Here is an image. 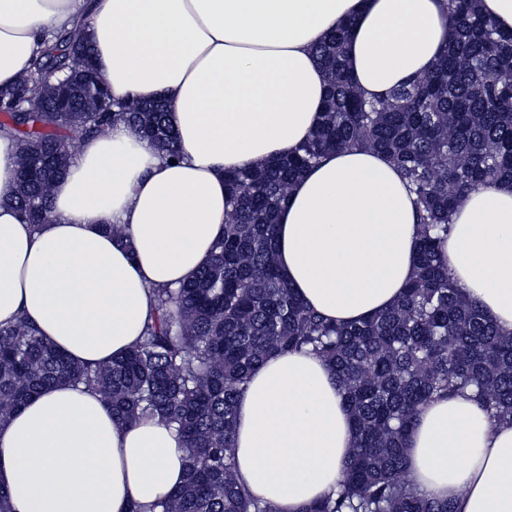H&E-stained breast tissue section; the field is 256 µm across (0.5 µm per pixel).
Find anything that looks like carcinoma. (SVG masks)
Masks as SVG:
<instances>
[{"mask_svg": "<svg viewBox=\"0 0 512 512\" xmlns=\"http://www.w3.org/2000/svg\"><path fill=\"white\" fill-rule=\"evenodd\" d=\"M479 0H448V47L428 70L367 99L346 64L350 26L315 48L327 80L312 136L294 154L225 180L224 233L210 261L178 289H154L143 341L95 368L71 360L31 322L0 326V424L32 396L85 384L127 424L149 413L175 424L189 452L185 483L151 512H271L236 478V401L272 352L310 347L334 370L353 417L354 446L336 492L302 512H455L414 489L406 468L410 430L436 397L474 392L493 422L512 421V333L471 305L439 258L441 236L475 186L512 180V31ZM91 48L79 31L45 43L29 73L0 92V131L17 146V182L5 201L28 221L47 219L56 179L75 145L117 123L170 157L177 135L160 100L93 112ZM52 73L56 85L41 87ZM49 108L16 112L26 89ZM358 147L387 156L415 195L418 261L389 309L337 325L280 277L276 224L297 178L326 154Z\"/></svg>", "mask_w": 512, "mask_h": 512, "instance_id": "carcinoma-1", "label": "carcinoma"}]
</instances>
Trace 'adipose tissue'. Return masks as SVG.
<instances>
[{
	"label": "adipose tissue",
	"instance_id": "ef3b65f1",
	"mask_svg": "<svg viewBox=\"0 0 512 512\" xmlns=\"http://www.w3.org/2000/svg\"><path fill=\"white\" fill-rule=\"evenodd\" d=\"M354 19L347 66L380 94L426 72L448 43L447 0H0V87L27 74L46 38L80 29L113 100H164L180 147L160 152L124 125L85 140L34 225L4 202L16 147L0 133V324L26 315L70 359L109 363L138 345L158 288L211 258L226 175L304 144L327 82L314 49ZM120 234H112L111 225ZM280 273L317 313L348 325L384 311L417 261L411 195L384 154L334 152L293 185L277 219ZM440 260L469 301L512 332V181L470 191ZM237 478L271 512L335 489L352 417L317 353L268 355L236 405ZM418 494L456 512H512V423L471 393L423 408L408 440ZM185 442L145 416L118 424L101 394L48 388L0 425V486L13 512H126L183 484Z\"/></svg>",
	"mask_w": 512,
	"mask_h": 512
}]
</instances>
